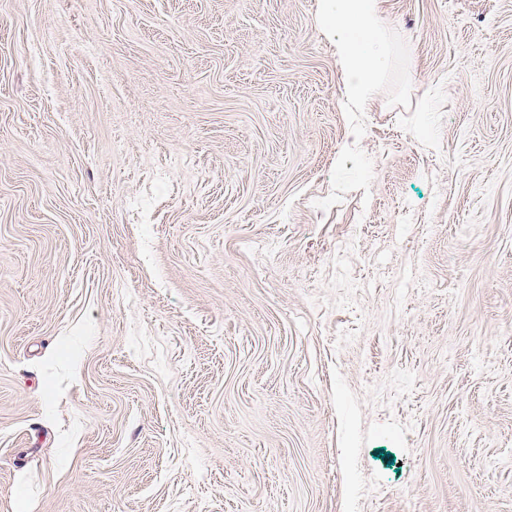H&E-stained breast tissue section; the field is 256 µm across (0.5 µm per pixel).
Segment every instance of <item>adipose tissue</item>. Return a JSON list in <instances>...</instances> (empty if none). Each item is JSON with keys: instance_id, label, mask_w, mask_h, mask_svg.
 I'll list each match as a JSON object with an SVG mask.
<instances>
[{"instance_id": "adipose-tissue-1", "label": "adipose tissue", "mask_w": 512, "mask_h": 512, "mask_svg": "<svg viewBox=\"0 0 512 512\" xmlns=\"http://www.w3.org/2000/svg\"><path fill=\"white\" fill-rule=\"evenodd\" d=\"M320 18L325 35L336 46L346 95L355 106L365 108L390 57L380 0H320Z\"/></svg>"}]
</instances>
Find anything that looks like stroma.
<instances>
[{
  "label": "stroma",
  "mask_w": 512,
  "mask_h": 512,
  "mask_svg": "<svg viewBox=\"0 0 512 512\" xmlns=\"http://www.w3.org/2000/svg\"><path fill=\"white\" fill-rule=\"evenodd\" d=\"M0 0V512H512V0ZM320 18L325 35L336 46L347 98L364 109L391 53L380 0H320Z\"/></svg>",
  "instance_id": "obj_1"
}]
</instances>
